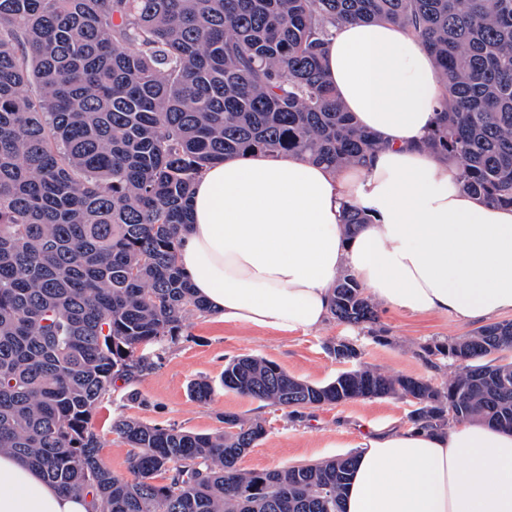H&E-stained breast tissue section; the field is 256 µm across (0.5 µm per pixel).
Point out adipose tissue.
I'll use <instances>...</instances> for the list:
<instances>
[{"mask_svg": "<svg viewBox=\"0 0 512 512\" xmlns=\"http://www.w3.org/2000/svg\"><path fill=\"white\" fill-rule=\"evenodd\" d=\"M325 78L384 147L336 169L298 155L227 157L198 179L179 265L224 321L316 330L348 270L381 305L475 322L512 312V208L463 193L453 161L422 150L444 94L424 40L400 23L337 21ZM372 218L354 237L349 206ZM9 452L0 512H89ZM345 512H512V431L363 435Z\"/></svg>", "mask_w": 512, "mask_h": 512, "instance_id": "ef3b65f1", "label": "adipose tissue"}]
</instances>
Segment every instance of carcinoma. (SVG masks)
<instances>
[{"instance_id": "cac0c4a2", "label": "carcinoma", "mask_w": 512, "mask_h": 512, "mask_svg": "<svg viewBox=\"0 0 512 512\" xmlns=\"http://www.w3.org/2000/svg\"><path fill=\"white\" fill-rule=\"evenodd\" d=\"M399 22L424 39L445 97L423 147L458 165L467 193L512 207V0H0V452L95 512H342L355 455L244 472L263 438L226 414L200 434L120 416L130 477L99 456L94 413L144 354L209 312L178 265L194 183L228 155L293 153L336 168L382 144L324 81L329 26ZM40 89L36 97L26 86ZM371 223L351 206L352 235ZM338 323H376L343 273ZM512 321L424 347L458 370L435 385L364 365L325 384L237 356L224 389L291 414L398 397L433 431L512 429ZM206 380L190 385L211 399Z\"/></svg>"}]
</instances>
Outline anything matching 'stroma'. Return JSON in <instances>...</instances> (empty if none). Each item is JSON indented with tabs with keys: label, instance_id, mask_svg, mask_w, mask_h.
Masks as SVG:
<instances>
[{
	"label": "stroma",
	"instance_id": "35a3bbf8",
	"mask_svg": "<svg viewBox=\"0 0 512 512\" xmlns=\"http://www.w3.org/2000/svg\"><path fill=\"white\" fill-rule=\"evenodd\" d=\"M378 314L379 321L370 331L332 320L317 330L290 332L229 323L210 313L190 316L179 336L149 347L155 362L149 374L132 383L116 382L99 404L93 425L101 459L113 474L127 476L130 447L112 430L113 418L121 415L203 434L221 431L227 413L259 419L266 434L241 458L239 467L246 472L347 455L365 430L407 426L412 405L406 399H358L310 408L296 417L259 407L257 401L226 391L221 383L226 362L240 355L275 361L288 374L314 384L328 382L348 368L330 351L342 340L356 344L362 365L387 375L422 377L439 384L454 373V366L428 364L422 348L435 340L465 335L471 324L447 315H409L385 307ZM197 380L213 386L209 401L190 397L188 387Z\"/></svg>",
	"mask_w": 512,
	"mask_h": 512
}]
</instances>
